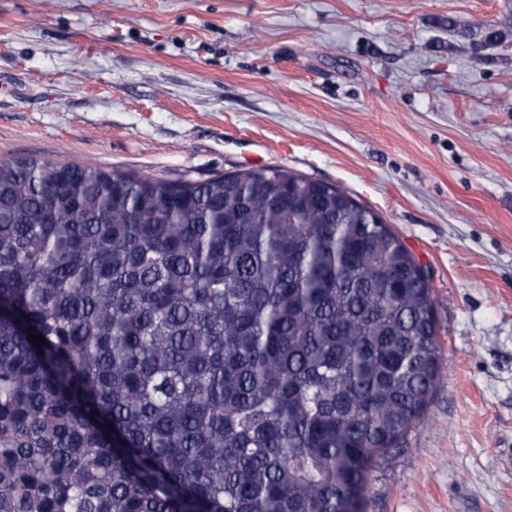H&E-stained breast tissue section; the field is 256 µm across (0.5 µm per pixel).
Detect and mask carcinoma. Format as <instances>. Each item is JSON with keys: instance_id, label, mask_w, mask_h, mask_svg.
I'll return each instance as SVG.
<instances>
[{"instance_id": "cac0c4a2", "label": "carcinoma", "mask_w": 512, "mask_h": 512, "mask_svg": "<svg viewBox=\"0 0 512 512\" xmlns=\"http://www.w3.org/2000/svg\"><path fill=\"white\" fill-rule=\"evenodd\" d=\"M368 211L280 167L0 159V512H365L441 363Z\"/></svg>"}]
</instances>
